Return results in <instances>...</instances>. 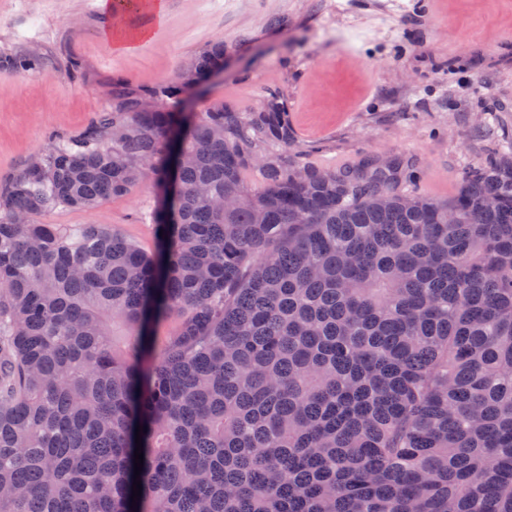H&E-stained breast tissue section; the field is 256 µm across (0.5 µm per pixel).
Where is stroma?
I'll return each mask as SVG.
<instances>
[{
	"label": "stroma",
	"instance_id": "obj_1",
	"mask_svg": "<svg viewBox=\"0 0 512 512\" xmlns=\"http://www.w3.org/2000/svg\"><path fill=\"white\" fill-rule=\"evenodd\" d=\"M224 72L195 110L287 105L290 154L321 169L412 160V189L439 200L462 172L512 157V0H164L109 15L101 0H0V57L40 50L48 67L0 66V180L52 136L79 135L112 79L154 86L215 40ZM152 182L93 211L57 208L44 224H109L145 251Z\"/></svg>",
	"mask_w": 512,
	"mask_h": 512
}]
</instances>
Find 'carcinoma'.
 Instances as JSON below:
<instances>
[{
    "label": "carcinoma",
    "instance_id": "1",
    "mask_svg": "<svg viewBox=\"0 0 512 512\" xmlns=\"http://www.w3.org/2000/svg\"><path fill=\"white\" fill-rule=\"evenodd\" d=\"M222 69L112 81L0 187V512H512V161L445 201L398 158L310 168L278 96L186 110ZM173 143L152 253L37 221L167 190Z\"/></svg>",
    "mask_w": 512,
    "mask_h": 512
}]
</instances>
